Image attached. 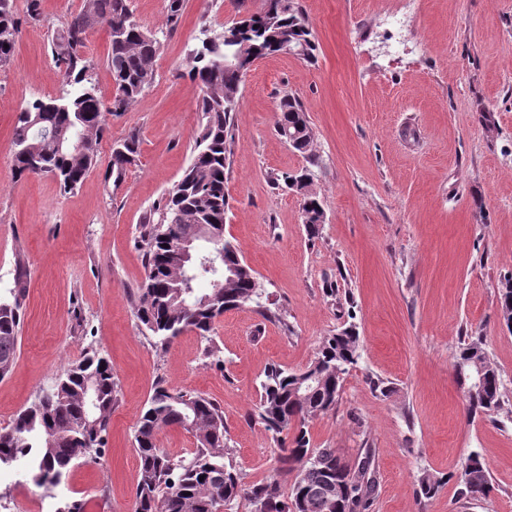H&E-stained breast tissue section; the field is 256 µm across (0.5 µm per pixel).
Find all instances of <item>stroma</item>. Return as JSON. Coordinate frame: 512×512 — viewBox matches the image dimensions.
I'll list each match as a JSON object with an SVG mask.
<instances>
[{
  "mask_svg": "<svg viewBox=\"0 0 512 512\" xmlns=\"http://www.w3.org/2000/svg\"><path fill=\"white\" fill-rule=\"evenodd\" d=\"M299 2L315 62L256 61L234 114L224 235L263 297L216 321L218 363L196 332L162 351L140 331V240L145 217L192 159L201 115L185 59L201 27L232 24L262 0H184L155 83L128 112L107 117L98 165L67 194L52 177L11 174L17 112L64 90L46 27L22 25L0 68V294L15 286L17 253L27 266L19 353L0 380V428L91 344L112 366L118 403L100 463L78 459L48 488L1 468L0 512H57L66 500L132 512L136 424L160 382L218 401L240 476L268 479L277 443L248 419L265 371L305 368L349 322L361 358L336 409L310 422L313 446L347 461L375 449L371 512H512V332L498 304L512 277V0H417L401 19L399 0ZM286 95L302 102L315 135L312 189L325 222L313 238L300 195L271 182L306 165L275 128ZM132 133L139 161L113 183L112 144ZM264 306L278 319L264 318ZM468 333L482 337L504 384L501 410L473 419L453 370ZM377 378L387 392L375 391ZM473 451L491 477L485 499L461 496L452 478ZM423 469L447 479L430 499L416 493Z\"/></svg>",
  "mask_w": 512,
  "mask_h": 512,
  "instance_id": "35a3bbf8",
  "label": "stroma"
}]
</instances>
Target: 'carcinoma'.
I'll return each instance as SVG.
<instances>
[{"instance_id": "cac0c4a2", "label": "carcinoma", "mask_w": 512, "mask_h": 512, "mask_svg": "<svg viewBox=\"0 0 512 512\" xmlns=\"http://www.w3.org/2000/svg\"><path fill=\"white\" fill-rule=\"evenodd\" d=\"M183 16V0H168L165 26L149 32L133 16L129 0H83L82 8L64 17L51 30L48 49L69 90L53 98H36L17 113L13 128L12 176L16 180L50 175L61 191L76 190L99 161V145L106 131V116L126 112L155 81L153 67L163 40ZM47 22L43 0H26L25 15L17 17L15 0H0V66L13 56L21 22ZM106 26L107 67L114 94L105 99L92 80L94 61L86 53L88 32ZM206 38L186 60L185 69L197 85V110L202 120L193 158L182 177L151 211L150 231L143 239L147 274L140 288L134 316L142 330L162 349L186 330L211 340L215 321L227 310L258 302L262 289L250 267L242 265L231 289L200 292L195 283L211 280L207 269L189 272L188 293H183L184 270L168 259L171 245L192 235L199 224L210 226L213 237L199 247L229 260L237 249L224 238V215L229 207L226 184L231 147L235 140L233 113L239 108L243 73L224 65V55L242 47L244 63L281 53L279 41H294L304 48L302 59L313 61L317 46L298 0H262L261 8L222 30L202 27ZM64 129L86 142L75 154L59 151L36 139L29 125ZM277 132L310 166L284 172L275 183L302 196V223L310 236L319 231L324 208L309 187L314 133L302 103L286 95L279 104ZM139 141L135 135L113 144L108 163L113 182L121 181L135 164ZM25 288L0 297V379L8 375L19 349ZM500 316L512 329V283L499 297ZM360 336L350 322L326 337L313 360L302 370L272 367L261 384L257 417L266 430L289 435L277 449L279 470L293 475L288 491L276 477L246 484L230 459L224 410L202 395L157 386L137 422L134 450L138 460L134 512H234L243 499L251 512H370L376 492L375 454L366 450L355 466L334 448H313L308 423L336 409L343 381L358 364ZM454 372L464 390L467 415H491L502 405V380L491 365L481 337L466 335L453 356ZM118 401L112 367L101 352L89 347L82 360L61 371L37 400L20 412L12 425L0 430V465L21 466L38 486L57 484L75 460L100 459ZM169 427L190 433L196 447L187 456L174 457L160 447L158 436ZM462 493L485 499L491 492L490 474L480 453H469L456 474ZM420 495L436 496L445 478L426 470L417 477Z\"/></svg>"}]
</instances>
